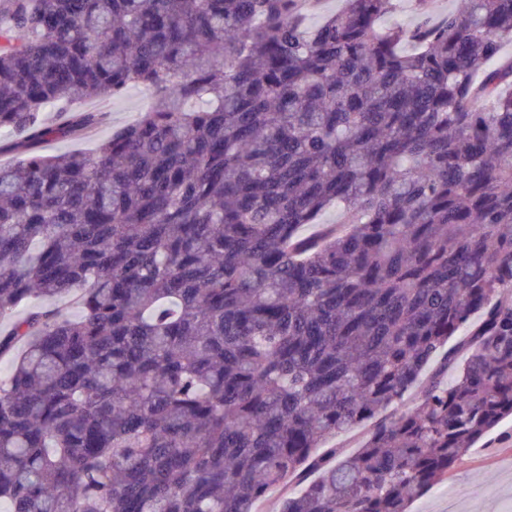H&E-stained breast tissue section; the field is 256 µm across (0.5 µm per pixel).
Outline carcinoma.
I'll return each instance as SVG.
<instances>
[{"label":"carcinoma","instance_id":"obj_1","mask_svg":"<svg viewBox=\"0 0 512 512\" xmlns=\"http://www.w3.org/2000/svg\"><path fill=\"white\" fill-rule=\"evenodd\" d=\"M399 2L0 0L6 512H409L512 416V0ZM149 100V93L142 88L129 89L124 95L102 103L90 100L77 105L81 111L107 112L106 122L83 136L69 140L49 141L42 144L41 152L60 154L73 150L92 152L97 143L126 125L134 122ZM438 366H439V364L436 362L431 363L430 366L426 369L424 376L421 378L419 383L405 394V396L401 402L395 403L392 406H390L388 409H386L379 416V419L389 417L390 415L400 412V411L406 409L407 407L411 406L415 402L417 396L419 395L421 386L426 381V378H428L438 368ZM371 427V422H368L347 433L336 436V438L330 442V445L340 448L341 452L344 454L353 453L363 444L366 434Z\"/></svg>","mask_w":512,"mask_h":512}]
</instances>
